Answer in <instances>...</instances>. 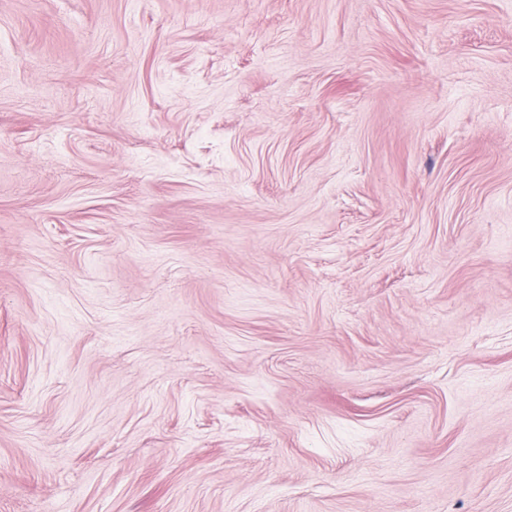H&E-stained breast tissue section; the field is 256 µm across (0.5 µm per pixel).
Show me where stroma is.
Wrapping results in <instances>:
<instances>
[{
    "label": "stroma",
    "mask_w": 512,
    "mask_h": 512,
    "mask_svg": "<svg viewBox=\"0 0 512 512\" xmlns=\"http://www.w3.org/2000/svg\"><path fill=\"white\" fill-rule=\"evenodd\" d=\"M0 512H512V0H0Z\"/></svg>",
    "instance_id": "obj_1"
}]
</instances>
